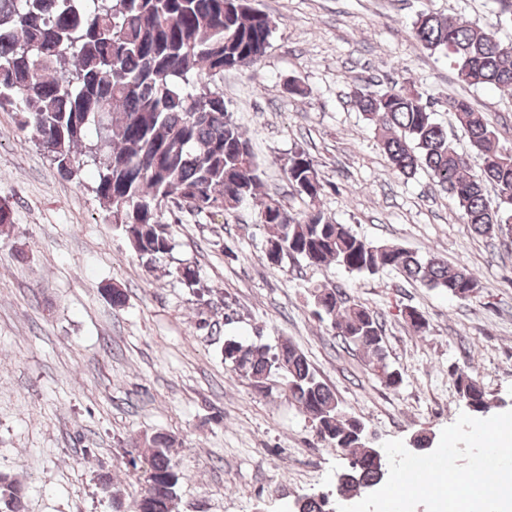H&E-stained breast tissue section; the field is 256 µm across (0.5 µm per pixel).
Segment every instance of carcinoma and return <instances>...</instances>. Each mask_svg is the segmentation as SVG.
Wrapping results in <instances>:
<instances>
[{"label":"carcinoma","instance_id":"1","mask_svg":"<svg viewBox=\"0 0 512 512\" xmlns=\"http://www.w3.org/2000/svg\"><path fill=\"white\" fill-rule=\"evenodd\" d=\"M274 29L253 0H0V110L19 116L61 176H75L81 156L89 157L98 175L93 192L149 265L172 250L166 215L174 210L230 216L257 199L261 165L213 77L260 64ZM413 33L426 49L455 64L462 84L512 89V42L502 41L495 26L423 11ZM350 95L396 174L425 172L474 234L512 233V150L499 147L487 113L466 98L450 99L456 125L483 159L474 170L436 122L427 94L395 84L376 91L355 85ZM285 172L306 208L293 212L270 194L261 200L256 216L265 230L269 266L292 259L334 263L362 275L389 269L459 300L480 291L464 263L450 266L435 254L374 245L331 220L320 207L326 183L305 149L289 154ZM490 186L497 192L494 204L486 195ZM175 274L197 289L195 266L184 264ZM309 294L313 315L361 349L386 386L398 388L402 376L388 362L378 312L333 284L312 285ZM404 317L415 332L429 330L420 310L409 307ZM223 354L232 370L256 382L281 376L319 438L349 456L336 492L350 496L384 482L366 424L342 410L290 340L272 348L227 336ZM454 376L470 412L486 413L489 400L477 377L468 370ZM145 447L148 468L138 512H172L183 479L170 453L173 440L158 432ZM24 498L23 485L0 472V512H25ZM294 508L331 512L332 501L302 496Z\"/></svg>","mask_w":512,"mask_h":512}]
</instances>
